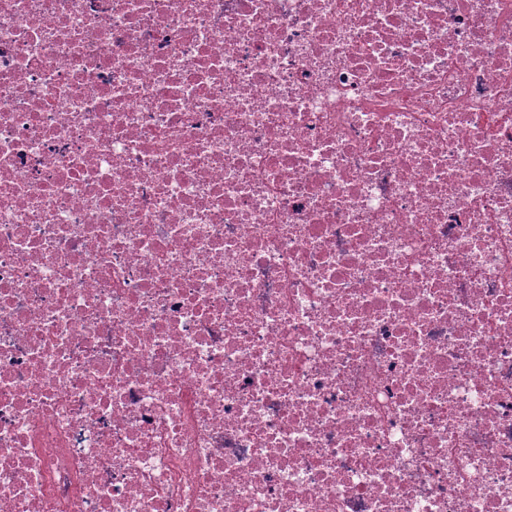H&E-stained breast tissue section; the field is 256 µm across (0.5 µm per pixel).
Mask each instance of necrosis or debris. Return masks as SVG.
<instances>
[{
    "mask_svg": "<svg viewBox=\"0 0 512 512\" xmlns=\"http://www.w3.org/2000/svg\"><path fill=\"white\" fill-rule=\"evenodd\" d=\"M0 512H512V0H0Z\"/></svg>",
    "mask_w": 512,
    "mask_h": 512,
    "instance_id": "necrosis-or-debris-1",
    "label": "necrosis or debris"
}]
</instances>
